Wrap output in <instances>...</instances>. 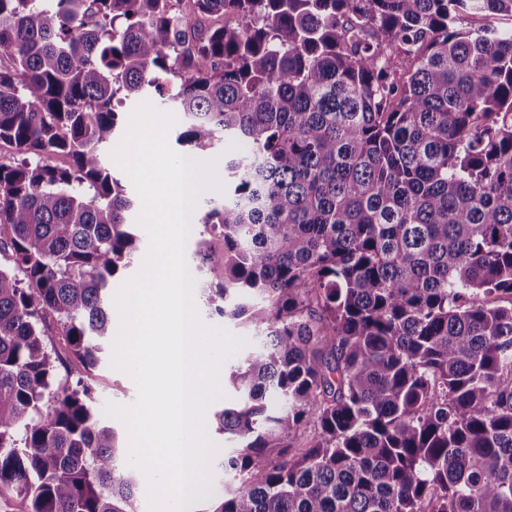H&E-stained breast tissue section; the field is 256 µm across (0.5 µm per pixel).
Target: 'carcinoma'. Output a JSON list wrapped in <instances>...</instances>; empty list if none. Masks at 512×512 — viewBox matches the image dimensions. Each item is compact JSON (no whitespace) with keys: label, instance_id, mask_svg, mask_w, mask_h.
<instances>
[{"label":"carcinoma","instance_id":"obj_1","mask_svg":"<svg viewBox=\"0 0 512 512\" xmlns=\"http://www.w3.org/2000/svg\"><path fill=\"white\" fill-rule=\"evenodd\" d=\"M152 94L249 145L200 197L260 338L211 512H512V0H0V504L137 512L45 329L97 368L136 241L101 147Z\"/></svg>","mask_w":512,"mask_h":512}]
</instances>
